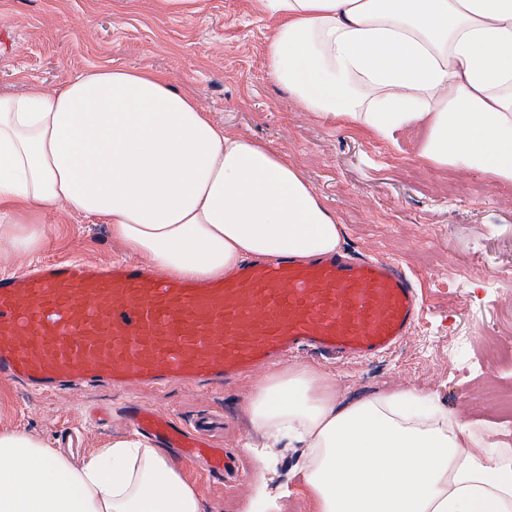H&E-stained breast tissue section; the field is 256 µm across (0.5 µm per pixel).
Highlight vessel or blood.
<instances>
[{"label":"vessel or blood","mask_w":512,"mask_h":512,"mask_svg":"<svg viewBox=\"0 0 512 512\" xmlns=\"http://www.w3.org/2000/svg\"><path fill=\"white\" fill-rule=\"evenodd\" d=\"M420 312L412 278L381 256L257 258L206 284L135 261L48 260L0 276V380L41 393L103 384L221 387L296 351L331 358L388 353ZM129 419L174 448L224 428L213 413L184 426L137 406ZM207 472L232 480L238 467L219 448Z\"/></svg>","instance_id":"b4317fda"}]
</instances>
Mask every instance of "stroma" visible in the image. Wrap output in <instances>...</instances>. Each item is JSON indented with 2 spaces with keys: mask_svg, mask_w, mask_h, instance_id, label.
<instances>
[{
  "mask_svg": "<svg viewBox=\"0 0 512 512\" xmlns=\"http://www.w3.org/2000/svg\"><path fill=\"white\" fill-rule=\"evenodd\" d=\"M193 14H164L155 0H0V90H49L100 66L151 67L188 89L210 118L280 153L305 174L314 194L341 226L342 248L398 261L415 278L422 314L391 352L325 361L301 352L291 366L321 373L336 398L351 403L384 391L412 390L469 420L477 436L498 431L489 395L500 386L483 358L512 333V196L479 172L435 168L417 155L420 131L387 142L301 111L267 66L277 25L258 0H198ZM121 246L108 225L62 211L47 219V243L37 257L0 248V275L37 260L119 261ZM472 340L453 356L448 341ZM259 383L208 392L183 384L160 390L115 391L103 386L72 394L22 391L0 381V431L20 430L60 447L74 434L92 456L115 437L132 433L127 415L144 403L190 421L202 411L223 414L219 442L235 450L239 480L198 476L169 449L204 512H253L256 489L276 495L274 512H315L298 472L300 449L283 444L268 460L246 452L262 437L247 416V396ZM286 497H279L281 488Z\"/></svg>",
  "mask_w": 512,
  "mask_h": 512,
  "instance_id": "1",
  "label": "stroma"
}]
</instances>
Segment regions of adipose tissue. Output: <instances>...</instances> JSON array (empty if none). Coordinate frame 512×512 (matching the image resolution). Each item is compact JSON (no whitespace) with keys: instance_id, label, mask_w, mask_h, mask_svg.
I'll use <instances>...</instances> for the list:
<instances>
[{"instance_id":"adipose-tissue-1","label":"adipose tissue","mask_w":512,"mask_h":512,"mask_svg":"<svg viewBox=\"0 0 512 512\" xmlns=\"http://www.w3.org/2000/svg\"><path fill=\"white\" fill-rule=\"evenodd\" d=\"M279 23L268 69L306 112L391 140L421 127L436 168L512 183V0H258ZM67 210L161 272L207 279L250 256L336 251L340 226L296 166L224 130L166 74L115 65L0 92V241L33 256ZM254 426L304 450L316 512H512V450L435 399L340 405L287 367L252 392ZM0 512H202L165 449L133 433L73 462L0 433Z\"/></svg>"}]
</instances>
